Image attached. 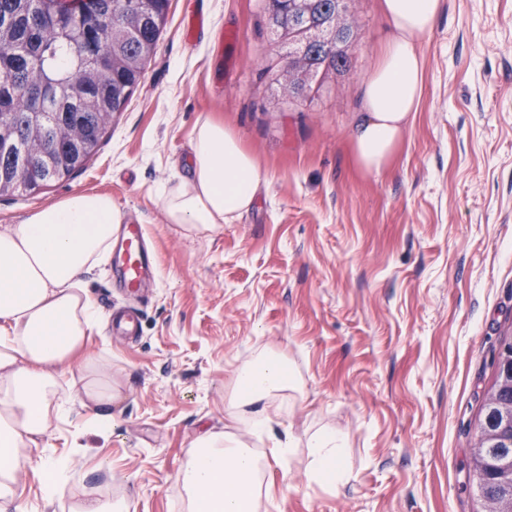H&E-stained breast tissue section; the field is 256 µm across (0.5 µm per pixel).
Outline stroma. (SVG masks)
I'll return each instance as SVG.
<instances>
[{
    "label": "stroma",
    "mask_w": 512,
    "mask_h": 512,
    "mask_svg": "<svg viewBox=\"0 0 512 512\" xmlns=\"http://www.w3.org/2000/svg\"><path fill=\"white\" fill-rule=\"evenodd\" d=\"M188 0L168 23L97 154L39 192L0 197V227L78 191L110 194L146 227L156 279L118 289L111 261L81 277L98 310L85 355L118 395L112 430L52 420L44 456L70 492L44 499L18 474L28 512H75L96 494L127 512H185L177 479L206 432L245 442L263 468L255 512H481L470 467L492 355L512 336V0H443L425 57L423 102L380 172L357 163L361 83L392 34L380 0H355L351 69L314 101L262 75L263 0H199L208 24L184 40ZM224 123L267 183L252 208L198 234L166 223L156 189L184 173L200 114ZM140 320L133 343L108 308ZM280 355L297 388L252 434L237 377ZM346 439L343 483L312 480L309 442ZM293 442L278 458V439Z\"/></svg>",
    "instance_id": "35a3bbf8"
}]
</instances>
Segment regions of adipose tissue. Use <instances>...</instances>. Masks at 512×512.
I'll return each mask as SVG.
<instances>
[{
    "label": "adipose tissue",
    "mask_w": 512,
    "mask_h": 512,
    "mask_svg": "<svg viewBox=\"0 0 512 512\" xmlns=\"http://www.w3.org/2000/svg\"><path fill=\"white\" fill-rule=\"evenodd\" d=\"M442 0H381L393 34L361 88L363 119L353 137L358 163L380 171L418 112L424 95L422 46L434 32ZM266 183L252 155L211 117H199L187 175L157 192L167 223L204 232L247 212ZM126 216L104 193L75 192L0 230V512H25L18 470L37 463L47 500L62 497L67 479L57 460L33 459L51 419L80 414L114 399L107 371L88 362L61 391L60 380L97 324L79 277L109 255ZM291 383L285 361L262 358L239 377L243 404L254 406L253 433L271 430L260 401ZM313 480L336 484L346 472L344 437L333 430L310 441ZM179 480L188 512H251L258 485L254 455L236 438L197 437Z\"/></svg>",
    "instance_id": "obj_1"
}]
</instances>
